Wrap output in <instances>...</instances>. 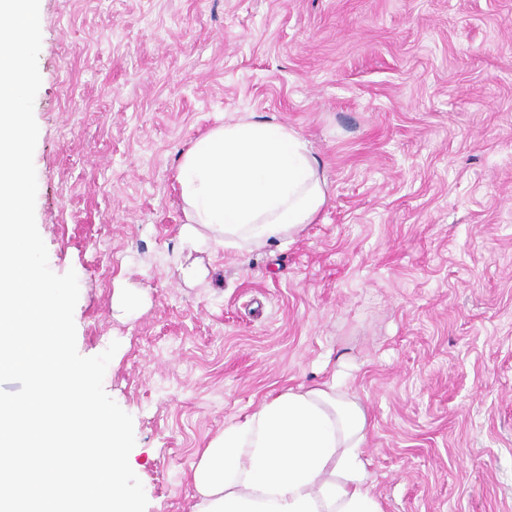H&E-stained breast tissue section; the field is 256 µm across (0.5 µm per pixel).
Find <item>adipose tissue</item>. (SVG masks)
I'll return each mask as SVG.
<instances>
[{"label":"adipose tissue","mask_w":512,"mask_h":512,"mask_svg":"<svg viewBox=\"0 0 512 512\" xmlns=\"http://www.w3.org/2000/svg\"><path fill=\"white\" fill-rule=\"evenodd\" d=\"M177 180L188 280L202 276L204 249L291 242L327 200L307 142L272 121L209 130L184 154ZM367 430L339 377L268 395L203 451L192 474L195 512H383L367 470Z\"/></svg>","instance_id":"obj_1"}]
</instances>
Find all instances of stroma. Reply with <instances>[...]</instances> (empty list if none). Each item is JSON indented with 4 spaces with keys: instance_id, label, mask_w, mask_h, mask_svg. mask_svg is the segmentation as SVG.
<instances>
[{
    "instance_id": "35a3bbf8",
    "label": "stroma",
    "mask_w": 512,
    "mask_h": 512,
    "mask_svg": "<svg viewBox=\"0 0 512 512\" xmlns=\"http://www.w3.org/2000/svg\"><path fill=\"white\" fill-rule=\"evenodd\" d=\"M37 228L111 342L146 512L281 387L346 372L384 512H512V0H40ZM273 120L326 180L287 244L199 253L176 175Z\"/></svg>"
}]
</instances>
